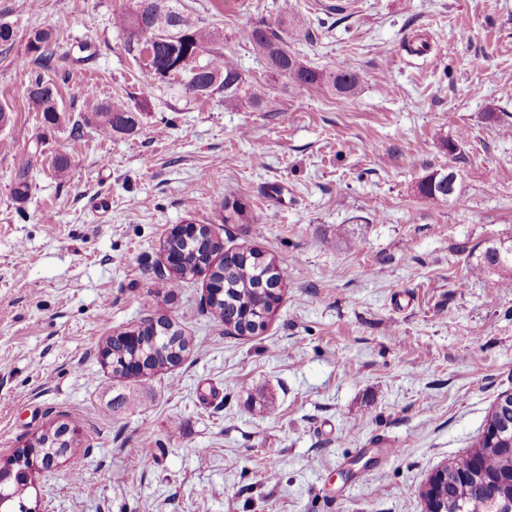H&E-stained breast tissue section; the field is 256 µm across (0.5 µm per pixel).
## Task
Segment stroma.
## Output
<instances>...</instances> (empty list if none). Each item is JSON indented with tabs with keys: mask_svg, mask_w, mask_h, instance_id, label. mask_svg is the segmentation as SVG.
I'll use <instances>...</instances> for the list:
<instances>
[{
	"mask_svg": "<svg viewBox=\"0 0 512 512\" xmlns=\"http://www.w3.org/2000/svg\"><path fill=\"white\" fill-rule=\"evenodd\" d=\"M287 3L313 32L289 33L291 50L351 66L354 94L282 78L273 112L201 98L141 69L114 25L134 0H0V464L76 430L28 503L425 512V480L512 392V287L474 271L512 236V0H182L253 83L267 67L240 35ZM37 28L56 41L46 69L26 53ZM38 73L57 90L52 127L28 96ZM115 96L138 125L107 136L85 105ZM457 137L461 162L443 146ZM448 167L461 200L421 197ZM224 196L245 220L225 223ZM187 223L275 259L264 330L225 331L206 275L172 285L163 243ZM152 315L186 337L184 360L113 384L99 348Z\"/></svg>",
	"mask_w": 512,
	"mask_h": 512,
	"instance_id": "35a3bbf8",
	"label": "stroma"
}]
</instances>
